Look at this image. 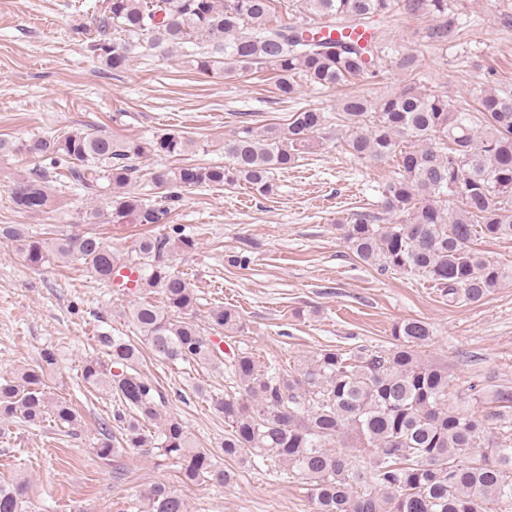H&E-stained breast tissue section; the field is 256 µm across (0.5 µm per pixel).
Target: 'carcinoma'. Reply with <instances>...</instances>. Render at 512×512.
Returning <instances> with one entry per match:
<instances>
[{"label": "carcinoma", "mask_w": 512, "mask_h": 512, "mask_svg": "<svg viewBox=\"0 0 512 512\" xmlns=\"http://www.w3.org/2000/svg\"><path fill=\"white\" fill-rule=\"evenodd\" d=\"M400 3L434 17L428 44L459 36L463 23L448 0H103L87 48L117 71L130 65L134 47L165 43L202 70H270L278 95L288 99L300 80L330 87L379 77L388 56L383 27ZM299 10L305 24L285 19ZM209 41L212 48L200 50ZM472 97L474 106L453 102L415 81L376 100L358 91L341 100L334 116L306 108L284 130L241 125L224 140L227 163L170 167L154 183L170 201L192 188L241 183L270 195L275 171L341 130L352 156L396 167L379 187L383 213L394 221L385 224L373 211L352 214L341 223L348 249L383 273L429 279L450 303H478L512 282V264L473 247L478 239H512V88L488 85ZM191 145L181 130L148 140L63 131L15 149L51 158L92 196L107 182L112 223L155 225L167 223L170 208L130 191L137 162L180 157ZM49 177L38 165L16 178L12 203L25 212L45 209ZM0 239L34 269L58 255L82 260L103 281L117 266L137 269L140 291L162 296L160 305L143 300L129 310L154 355L171 364L223 362L221 343L191 321L195 289L170 265L173 254L196 249L194 237H144L135 260L95 233L53 242L36 238L26 224H1ZM208 318L227 338L241 328L232 307L214 306ZM391 335L386 349H323L289 368L262 366L247 352L232 356L227 372L238 393L208 397L230 427L212 449L197 447L182 420L161 418L165 400L138 370V344L99 336L107 358L87 359L81 378L117 397L122 409L114 416L121 437L100 423L95 454L108 462L129 449L156 448L179 464L182 483L226 485L233 473L214 457L238 458L251 448L306 480L314 512H512V387L490 398L476 380L461 391L450 388L448 368L420 357L433 336L424 321L398 322ZM57 362L55 350L45 348L37 365L0 380L1 421L18 417L70 431L77 420L72 405L46 392L47 371ZM147 499L150 512H187L163 481L150 486ZM22 503L21 486L0 487V512H23Z\"/></svg>", "instance_id": "obj_1"}]
</instances>
